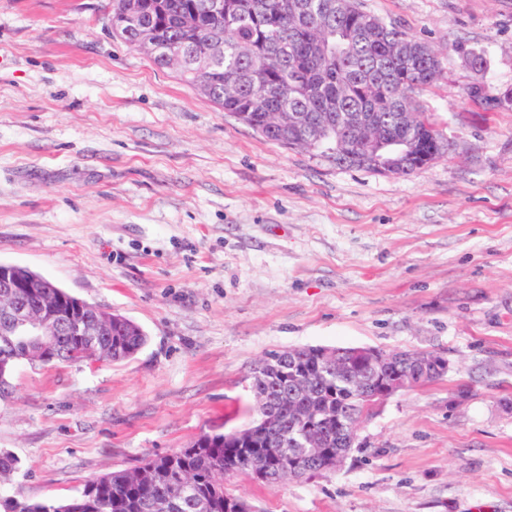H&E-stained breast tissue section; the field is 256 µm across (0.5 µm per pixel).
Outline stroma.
<instances>
[{"instance_id":"1","label":"stroma","mask_w":512,"mask_h":512,"mask_svg":"<svg viewBox=\"0 0 512 512\" xmlns=\"http://www.w3.org/2000/svg\"><path fill=\"white\" fill-rule=\"evenodd\" d=\"M359 3L440 54L414 97L449 150L407 175L264 139L113 37L112 0H0V263L147 335L118 363H18L0 452L25 497L248 425L268 352L374 347L448 373L374 407L336 471L225 491L257 512H512V0Z\"/></svg>"}]
</instances>
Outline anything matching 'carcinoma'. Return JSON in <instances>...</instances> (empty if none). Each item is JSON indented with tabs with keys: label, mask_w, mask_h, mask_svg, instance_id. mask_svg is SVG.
<instances>
[{
	"label": "carcinoma",
	"mask_w": 512,
	"mask_h": 512,
	"mask_svg": "<svg viewBox=\"0 0 512 512\" xmlns=\"http://www.w3.org/2000/svg\"><path fill=\"white\" fill-rule=\"evenodd\" d=\"M132 0H112V33L142 49L141 34L151 33L155 51L150 58L169 67L165 54L181 50L173 66L183 81L236 116L249 113L248 126L280 143L282 136L265 125L252 106L256 96L269 98L271 112H307L324 120L327 112H370L386 138L403 135L399 113L414 117L413 133L425 151L444 141L413 93L434 83L440 60L427 58L413 67L394 53L400 43L422 46L396 26L364 12L357 0H150L143 13L128 10ZM110 321L109 335L95 337L96 351L84 336H12L0 350L10 358L46 362L87 359L122 361L147 342L142 328L123 315L98 309ZM432 352L400 350L395 365L413 374L417 362ZM306 371L313 394L301 402L320 414L317 429L328 454L350 452L341 429L360 423L380 400L376 376L361 365L339 373L324 357L322 347L272 351L250 368L257 419L238 434L201 435L186 448L147 457L134 470L119 469L88 481L74 497L32 500L18 492L0 490V512H254L251 503L224 491V473L241 472L275 488L296 478L319 476L325 457H308L295 442L302 423L288 405L286 387L292 367ZM271 426H260L263 417ZM282 448L277 458L266 455L267 445ZM192 484L179 490L183 478Z\"/></svg>",
	"instance_id": "carcinoma-1"
}]
</instances>
